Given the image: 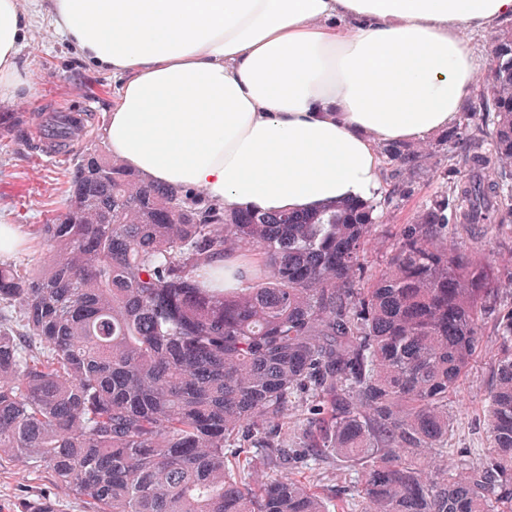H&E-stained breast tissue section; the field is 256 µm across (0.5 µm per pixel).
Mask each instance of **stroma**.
Here are the masks:
<instances>
[{
    "label": "stroma",
    "mask_w": 512,
    "mask_h": 512,
    "mask_svg": "<svg viewBox=\"0 0 512 512\" xmlns=\"http://www.w3.org/2000/svg\"><path fill=\"white\" fill-rule=\"evenodd\" d=\"M18 2L28 21L18 57L27 85L19 99L0 95V218L19 229L22 241L13 252L0 257V264L28 269L45 267L52 258L53 249L43 241L38 227L65 212L68 172L77 161V152L86 149L105 155L110 152L103 129L120 79L111 71L87 62L67 42L53 22L49 0ZM90 102L96 107L95 120L76 143L75 154L35 169L26 148L29 132L34 127L49 125L54 112L76 110ZM447 181L448 169L441 165L429 181L394 197L368 254L374 269L384 266L414 212ZM448 239L458 247L495 260V276L503 283L512 282V265L499 261L501 255L512 251V238L492 235L479 224H452L448 227ZM484 341L483 351L449 403L454 412L451 446L456 457L465 459L472 467L485 463L483 449L488 445L484 395L491 382L489 353L495 348L496 338L488 333ZM289 475L311 492L328 498L334 512L362 510L356 486L349 483L336 462L293 469ZM41 497L50 498L58 512H96L97 509L92 501L56 483L44 464L24 461L6 452L0 454V512H23L28 501Z\"/></svg>",
    "instance_id": "stroma-1"
}]
</instances>
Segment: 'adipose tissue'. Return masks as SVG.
Returning <instances> with one entry per match:
<instances>
[{
	"label": "adipose tissue",
	"mask_w": 512,
	"mask_h": 512,
	"mask_svg": "<svg viewBox=\"0 0 512 512\" xmlns=\"http://www.w3.org/2000/svg\"><path fill=\"white\" fill-rule=\"evenodd\" d=\"M82 57L122 76L105 138L148 181L225 208L308 212L380 187L376 142L454 121L467 32L512 0H52ZM25 20L0 0V91Z\"/></svg>",
	"instance_id": "obj_1"
}]
</instances>
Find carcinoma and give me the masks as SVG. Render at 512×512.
Wrapping results in <instances>:
<instances>
[{
  "mask_svg": "<svg viewBox=\"0 0 512 512\" xmlns=\"http://www.w3.org/2000/svg\"><path fill=\"white\" fill-rule=\"evenodd\" d=\"M485 84L437 142L379 152L398 184L439 160L476 171L416 213L388 266L369 273L373 201L291 214L224 209L82 153L66 212L39 227L45 269L0 267V452L43 463L99 512H330L284 475L345 459L362 512H497L512 503V309L489 261L448 243V225L512 234V28ZM464 144L465 153H457ZM224 260V267L205 266ZM233 271L240 288L206 284ZM495 318L485 466H448V408ZM317 405L288 447L294 395ZM256 441L250 489L227 445Z\"/></svg>",
  "mask_w": 512,
  "mask_h": 512,
  "instance_id": "cac0c4a2",
  "label": "carcinoma"
}]
</instances>
